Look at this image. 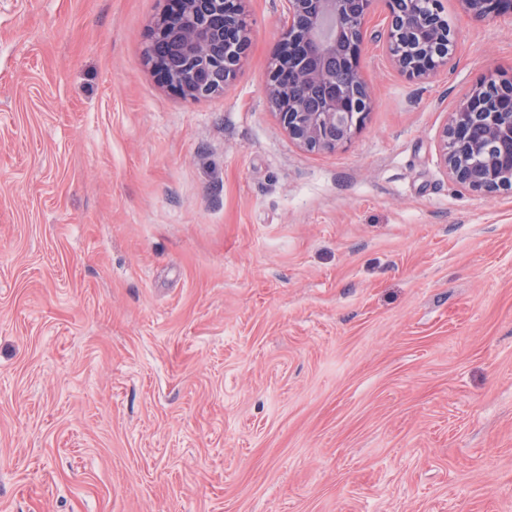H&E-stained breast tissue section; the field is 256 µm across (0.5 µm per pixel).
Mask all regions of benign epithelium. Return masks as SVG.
I'll use <instances>...</instances> for the list:
<instances>
[{
	"mask_svg": "<svg viewBox=\"0 0 512 512\" xmlns=\"http://www.w3.org/2000/svg\"><path fill=\"white\" fill-rule=\"evenodd\" d=\"M380 32L396 68L413 78L438 71L457 45L439 8L421 12L401 0H288V16L268 76L275 115L298 145L334 151L365 124L371 97L359 62L377 4ZM477 20L512 21V0H459ZM249 44L246 0H166L150 25L148 62L184 99L223 91ZM440 163L461 188L485 198L512 191V80L474 86L442 132Z\"/></svg>",
	"mask_w": 512,
	"mask_h": 512,
	"instance_id": "benign-epithelium-1",
	"label": "benign epithelium"
}]
</instances>
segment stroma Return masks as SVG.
I'll use <instances>...</instances> for the list:
<instances>
[{"mask_svg": "<svg viewBox=\"0 0 512 512\" xmlns=\"http://www.w3.org/2000/svg\"><path fill=\"white\" fill-rule=\"evenodd\" d=\"M398 72L362 129L280 128L285 0L223 92L146 61L163 0H0V512H512V194L440 166L512 24Z\"/></svg>", "mask_w": 512, "mask_h": 512, "instance_id": "obj_1", "label": "stroma"}]
</instances>
